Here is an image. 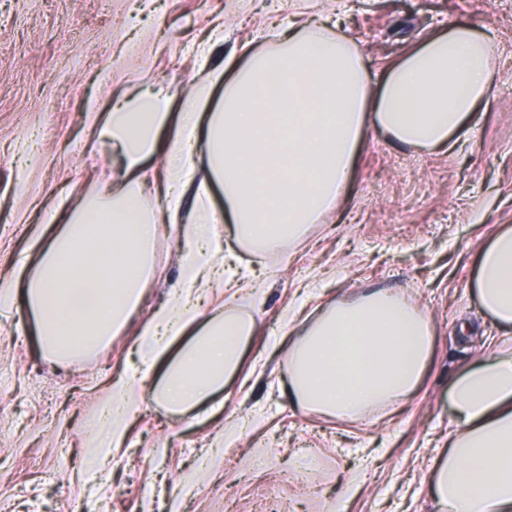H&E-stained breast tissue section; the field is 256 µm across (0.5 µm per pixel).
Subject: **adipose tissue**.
<instances>
[{"instance_id": "adipose-tissue-1", "label": "adipose tissue", "mask_w": 512, "mask_h": 512, "mask_svg": "<svg viewBox=\"0 0 512 512\" xmlns=\"http://www.w3.org/2000/svg\"><path fill=\"white\" fill-rule=\"evenodd\" d=\"M493 36L454 26L428 38L375 83L363 56L323 25L285 23L271 50L233 66L217 103L201 88L173 112L163 90L118 99L97 130L121 175L84 197L45 239L29 274L0 290L22 296L45 354L60 363L92 354L126 328L154 269L163 223L182 227V287L143 326V393L136 376L113 381L100 410L90 468L103 472L126 444L145 398L184 413L211 400L235 372L255 320L202 318L196 285L218 280L224 249L214 228L278 254L345 195L367 125L431 153L448 152L491 102ZM205 153L198 167L197 153ZM164 159L162 207L146 202L145 162ZM224 191L216 209L209 184ZM195 202L182 209L187 192ZM472 286L495 324L512 329V227L479 251ZM430 317L378 289L336 302L288 351V391L306 411L354 422L408 400L426 369ZM448 451L424 481L436 512H512V352L487 350L452 382Z\"/></svg>"}]
</instances>
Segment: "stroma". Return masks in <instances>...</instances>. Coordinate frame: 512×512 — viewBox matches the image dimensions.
<instances>
[{
    "instance_id": "stroma-1",
    "label": "stroma",
    "mask_w": 512,
    "mask_h": 512,
    "mask_svg": "<svg viewBox=\"0 0 512 512\" xmlns=\"http://www.w3.org/2000/svg\"><path fill=\"white\" fill-rule=\"evenodd\" d=\"M287 18L345 35L377 82L448 26L490 25L495 101L445 154L366 127L335 212L281 254L217 225L224 276L200 311L256 321L224 406L178 416L149 403L109 478L86 465L91 428L112 379L139 365V330L182 284L180 225L157 240L130 324L95 354L52 363L23 299L0 304V512H276L281 500L294 512H435L423 476L448 442V389L484 343L512 346L467 286L479 247L512 225V0H0V283L27 275L45 211L117 172L89 113L152 85L182 102L225 62L271 49ZM377 288L432 319L419 389L354 423L303 411L288 395V327Z\"/></svg>"
}]
</instances>
